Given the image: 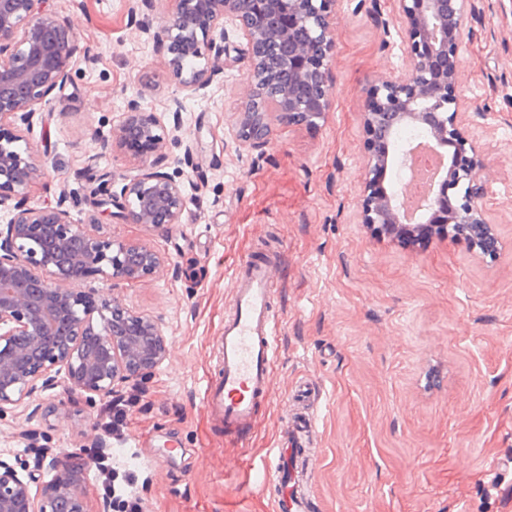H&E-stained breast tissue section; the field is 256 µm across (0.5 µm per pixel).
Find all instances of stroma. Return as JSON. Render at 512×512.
I'll use <instances>...</instances> for the list:
<instances>
[{"label":"stroma","mask_w":512,"mask_h":512,"mask_svg":"<svg viewBox=\"0 0 512 512\" xmlns=\"http://www.w3.org/2000/svg\"><path fill=\"white\" fill-rule=\"evenodd\" d=\"M46 6L78 32L75 65L31 126L11 128L44 151L48 177L0 202L44 207L67 191L78 199L74 221L155 251V274L115 294L164 324L168 352L145 387H120L138 404L111 434L104 400L60 382L37 389L0 418V462L46 481L52 451L68 449L86 512H113L86 468L102 441L143 512H275L259 469L307 380L318 390L311 512H512V471L496 466L512 456V0H474L458 64L463 132L486 164L492 256L438 235L404 247L363 222L365 92L407 61L396 0H336L329 112L313 125L273 122L256 150L235 138L251 74L242 39L226 37L223 68L205 95L186 100L181 130L161 149L163 171L189 199L167 233L102 219L91 198L96 174L110 172L118 192L138 168L98 144L128 101L159 113L178 88L169 51L139 29L160 25L174 0L150 10L138 0ZM269 251L280 323L272 398L249 434L228 436L207 385L221 376L230 273ZM32 446L47 449L41 462L27 455Z\"/></svg>","instance_id":"1"}]
</instances>
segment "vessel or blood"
Here are the masks:
<instances>
[{"label": "vessel or blood", "instance_id": "obj_1", "mask_svg": "<svg viewBox=\"0 0 512 512\" xmlns=\"http://www.w3.org/2000/svg\"><path fill=\"white\" fill-rule=\"evenodd\" d=\"M269 261L246 260L232 272L231 307L224 318L223 376L211 405L224 430L242 435L252 430L260 403L271 397V366L276 355L277 319L270 307ZM314 414L289 426L281 448L262 472L266 486L277 489L278 512H309L299 464L313 439Z\"/></svg>", "mask_w": 512, "mask_h": 512}]
</instances>
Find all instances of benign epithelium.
<instances>
[{"label": "benign epithelium", "mask_w": 512, "mask_h": 512, "mask_svg": "<svg viewBox=\"0 0 512 512\" xmlns=\"http://www.w3.org/2000/svg\"><path fill=\"white\" fill-rule=\"evenodd\" d=\"M45 0H0V123L12 118L26 126L36 106L70 78L77 32L70 19L45 10ZM176 7L153 41L168 44L170 65L185 98L200 95L219 66L224 23L235 24L246 41L250 92L241 108L236 140L251 148L267 142L272 118L290 124L313 123L333 101L331 63L336 49L335 0H175ZM405 30L408 62L379 76L366 92L363 128L367 159L363 223L417 233L441 224L450 238L465 237L476 247L492 236L482 204L484 160L460 129L456 96L458 55L468 35L473 0H397ZM216 55H210L211 51ZM276 54L280 70L266 66ZM212 59L208 68L200 60ZM288 83H280V73ZM415 122L428 130L448 156L446 174L433 184L419 224L401 218L409 191L406 172L414 149L395 129ZM167 127L155 112L132 99L112 135L100 143L138 159V173L123 196L101 178L95 205L112 219L165 232L180 223L188 198L179 182L158 169ZM16 139L0 143V188L24 195L47 175L37 147L21 149ZM394 179L386 180L387 174ZM467 183L463 194L455 189ZM161 265L145 246L106 239L90 224L71 217V196L55 205H17L0 228V415L24 403L37 386L65 387L106 398L134 378L156 370L167 345L159 319L137 313L114 296L120 282H140ZM100 277L102 287L88 295L76 288L84 274ZM70 453L61 449L51 462L53 475L39 499L30 494L34 474L23 478L0 463V512H86Z\"/></svg>", "instance_id": "7a95c632"}]
</instances>
